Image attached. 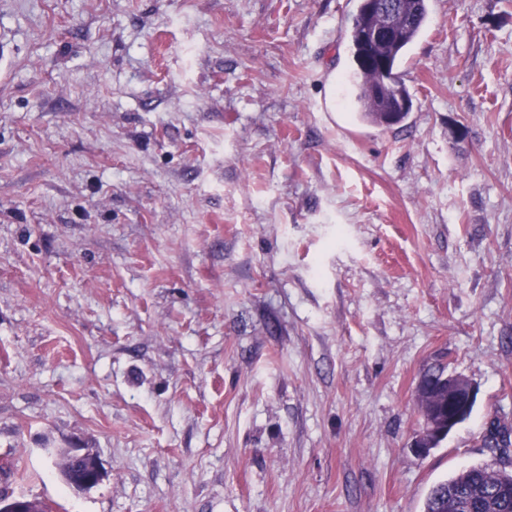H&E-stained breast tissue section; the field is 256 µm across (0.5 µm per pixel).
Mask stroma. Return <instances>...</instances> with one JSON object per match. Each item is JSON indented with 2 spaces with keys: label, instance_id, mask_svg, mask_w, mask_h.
Listing matches in <instances>:
<instances>
[{
  "label": "stroma",
  "instance_id": "obj_1",
  "mask_svg": "<svg viewBox=\"0 0 512 512\" xmlns=\"http://www.w3.org/2000/svg\"><path fill=\"white\" fill-rule=\"evenodd\" d=\"M358 0H0V489L53 512H422L512 422V0H430L404 123ZM442 365L471 417L418 457ZM57 448L106 470L68 488Z\"/></svg>",
  "mask_w": 512,
  "mask_h": 512
}]
</instances>
